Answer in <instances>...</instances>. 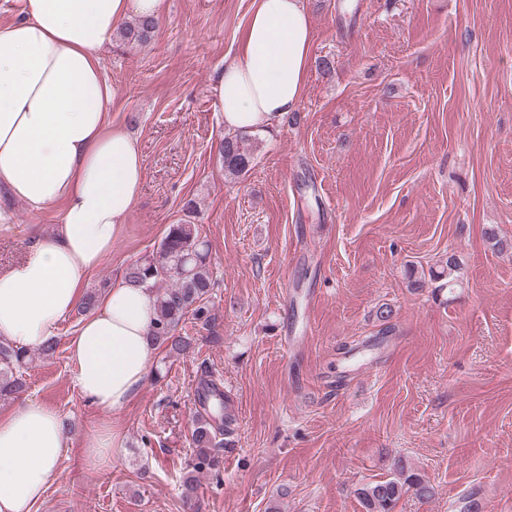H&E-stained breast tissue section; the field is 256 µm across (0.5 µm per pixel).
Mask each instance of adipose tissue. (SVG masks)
I'll return each mask as SVG.
<instances>
[{
	"label": "adipose tissue",
	"instance_id": "1",
	"mask_svg": "<svg viewBox=\"0 0 512 512\" xmlns=\"http://www.w3.org/2000/svg\"><path fill=\"white\" fill-rule=\"evenodd\" d=\"M166 0H19L0 26V187L30 208L56 205L52 236L33 239L21 264L0 270V337L31 348L80 303L91 273L112 253L145 174L136 139L110 125L115 92L101 52L116 25L155 22ZM312 27L303 0H254L236 53L215 79L224 126L265 131L305 93ZM148 288L118 282L67 344L74 382L112 413L141 392L157 357ZM66 446L56 410L22 399L0 417V512H34Z\"/></svg>",
	"mask_w": 512,
	"mask_h": 512
}]
</instances>
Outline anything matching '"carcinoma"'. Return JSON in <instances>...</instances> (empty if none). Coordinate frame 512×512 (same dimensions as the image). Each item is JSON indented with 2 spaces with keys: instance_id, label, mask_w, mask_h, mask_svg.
<instances>
[{
  "instance_id": "1",
  "label": "carcinoma",
  "mask_w": 512,
  "mask_h": 512,
  "mask_svg": "<svg viewBox=\"0 0 512 512\" xmlns=\"http://www.w3.org/2000/svg\"><path fill=\"white\" fill-rule=\"evenodd\" d=\"M155 28L153 21L139 19L121 29L120 35L129 41L144 43ZM255 150L256 139L250 134L225 137L221 145L224 170L236 176L248 172ZM125 279L155 291L156 319L151 336L158 346L170 357L189 353L194 338L178 335L179 325L188 316L205 326L212 323L208 302L214 282L209 271L208 249L200 238L198 225L187 221L169 225L156 257L130 265ZM30 358L29 350L0 342L1 399L20 392L24 386V367ZM200 401L208 411V418L196 419L191 432L196 458L183 477L182 501L186 504L196 498L199 475L218 466L219 449L231 448L235 443L236 415L231 395L217 380L210 378L201 383ZM407 494L429 500L435 489L401 461L397 462L393 477L364 483L355 490L364 512H394L399 500Z\"/></svg>"
}]
</instances>
